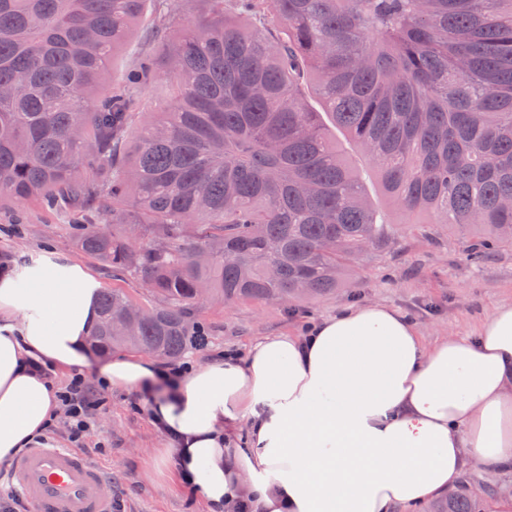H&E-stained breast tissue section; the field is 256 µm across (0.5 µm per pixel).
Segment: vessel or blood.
<instances>
[{
	"instance_id": "1",
	"label": "vessel or blood",
	"mask_w": 512,
	"mask_h": 512,
	"mask_svg": "<svg viewBox=\"0 0 512 512\" xmlns=\"http://www.w3.org/2000/svg\"><path fill=\"white\" fill-rule=\"evenodd\" d=\"M32 512H112L109 472L71 448L34 445L11 464Z\"/></svg>"
}]
</instances>
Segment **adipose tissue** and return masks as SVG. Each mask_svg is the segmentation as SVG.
I'll list each match as a JSON object with an SVG mask.
<instances>
[{
	"mask_svg": "<svg viewBox=\"0 0 512 512\" xmlns=\"http://www.w3.org/2000/svg\"><path fill=\"white\" fill-rule=\"evenodd\" d=\"M98 282L42 261L0 275V463L58 409L27 359L85 363ZM148 356L112 359L117 390L157 379ZM173 477L206 512L253 500L257 512H391L456 487L467 461L512 471V305L472 339L426 345L397 311L348 308L306 336H271L244 358L191 369L156 396Z\"/></svg>",
	"mask_w": 512,
	"mask_h": 512,
	"instance_id": "1",
	"label": "adipose tissue"
}]
</instances>
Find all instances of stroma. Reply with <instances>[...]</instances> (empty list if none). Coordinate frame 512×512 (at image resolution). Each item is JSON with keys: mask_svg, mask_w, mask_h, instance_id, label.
I'll return each mask as SVG.
<instances>
[{"mask_svg": "<svg viewBox=\"0 0 512 512\" xmlns=\"http://www.w3.org/2000/svg\"><path fill=\"white\" fill-rule=\"evenodd\" d=\"M155 21L147 18L113 59L115 77L142 60L156 58ZM390 248L357 263L349 287L335 294L297 302L239 301L206 304L197 317L208 345L189 347L184 360L206 364L233 350L245 355L268 336H301L309 323L356 305H384L407 317L425 343L449 336H474L478 326L502 304H512V247L489 256L481 266L465 259L464 245L438 224H396ZM47 258L84 266L105 288H121L129 298L150 305L148 293L133 279L113 276L109 266L80 252L60 216L34 202L0 209V271ZM109 410L87 435L83 451L112 472L114 512H200L191 490L156 473V458L166 446L153 424L142 392L108 390ZM105 451H96L97 443Z\"/></svg>", "mask_w": 512, "mask_h": 512, "instance_id": "1", "label": "stroma"}]
</instances>
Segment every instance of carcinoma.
Wrapping results in <instances>:
<instances>
[{
    "label": "carcinoma",
    "instance_id": "obj_1",
    "mask_svg": "<svg viewBox=\"0 0 512 512\" xmlns=\"http://www.w3.org/2000/svg\"><path fill=\"white\" fill-rule=\"evenodd\" d=\"M146 2L0 0V204L80 208L78 249L154 298L99 291L92 351L177 359L203 296L330 294L391 224L512 247V0H206L124 147ZM470 484L429 512H478ZM154 12H149L147 19L141 20L135 27L132 36L125 45L118 50L113 59V73L116 79H121L142 60L151 58L155 62V77L148 83L133 86L130 94L139 102L163 104L166 102L168 84L160 81L156 65L160 60L157 56L158 46L155 42Z\"/></svg>",
    "mask_w": 512,
    "mask_h": 512
}]
</instances>
